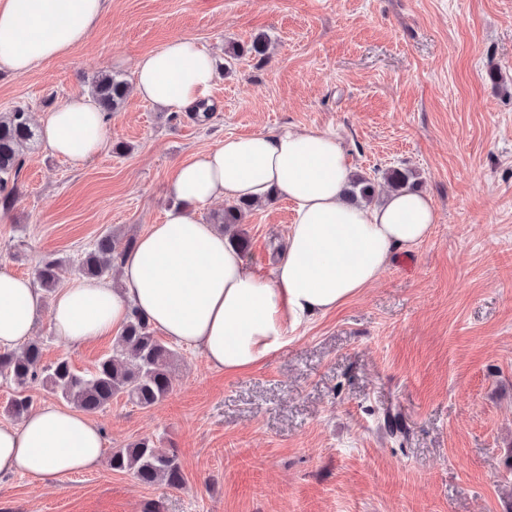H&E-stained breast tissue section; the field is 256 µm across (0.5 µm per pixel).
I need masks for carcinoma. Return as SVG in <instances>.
I'll return each instance as SVG.
<instances>
[{
    "mask_svg": "<svg viewBox=\"0 0 512 512\" xmlns=\"http://www.w3.org/2000/svg\"><path fill=\"white\" fill-rule=\"evenodd\" d=\"M269 46L267 36L260 35L246 44H230L227 56L233 60L244 56L263 60ZM127 92L128 83L110 73L98 76L91 87V97L108 117L121 107ZM37 136L25 109L18 107L0 114V205L5 208L12 203L13 190L9 185L18 181L23 166L21 148ZM382 177L396 192L411 190L415 185V173L405 168H390L382 172ZM346 193L352 202L370 203L373 199L372 182L356 175L350 178ZM254 207L251 202L239 201L214 216V223L229 234L231 242L242 251L247 249L248 240L241 224ZM133 244L134 241H128L124 250L118 252L112 236L99 238L79 258L82 275L86 278L103 276ZM61 263V259L52 255L40 261L38 282L45 292L51 293L57 287V271ZM176 357L174 345L156 334L145 314L134 310L116 336L112 354L100 358L93 371L86 375L77 374L66 357L50 364L43 363L41 345L30 342L19 355L13 350H0V376L20 388L8 402V411L17 419L24 418L31 406L30 398L23 394V390L35 385L49 389L88 413L104 409L112 403V398L119 396L140 408H150L168 394L170 368ZM108 465L114 471L132 474L144 485L164 483L176 488L184 481L176 453L156 446L148 438L124 448L112 449Z\"/></svg>",
    "mask_w": 512,
    "mask_h": 512,
    "instance_id": "1",
    "label": "carcinoma"
}]
</instances>
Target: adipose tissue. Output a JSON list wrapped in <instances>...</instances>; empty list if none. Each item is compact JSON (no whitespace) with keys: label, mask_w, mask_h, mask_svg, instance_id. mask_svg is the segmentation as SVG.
Segmentation results:
<instances>
[{"label":"adipose tissue","mask_w":512,"mask_h":512,"mask_svg":"<svg viewBox=\"0 0 512 512\" xmlns=\"http://www.w3.org/2000/svg\"><path fill=\"white\" fill-rule=\"evenodd\" d=\"M109 0H0V68L24 75L84 42ZM133 91L171 112L194 108L215 82L213 55L189 36L141 57ZM107 121L86 97L48 112L41 128L53 154L81 165L99 153ZM351 165L335 134L288 129L228 136L175 169L173 206L121 259V285L78 280L45 296L35 280L0 271V348L35 332L49 303L58 343L77 347L145 313L172 341L198 349L214 368L247 370L289 341L288 328L326 314L373 283L396 251L424 241L436 221L431 199L394 192L348 203ZM283 195L295 219L270 275L251 272L240 251L201 209L216 199L266 202ZM100 428L84 413L46 405L0 424V477L56 480L103 458Z\"/></svg>","instance_id":"ef3b65f1"}]
</instances>
